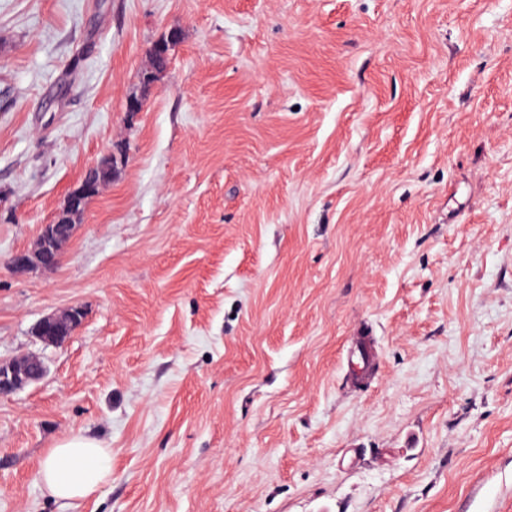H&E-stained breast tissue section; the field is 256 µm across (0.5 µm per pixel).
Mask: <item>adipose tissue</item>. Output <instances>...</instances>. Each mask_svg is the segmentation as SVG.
Returning <instances> with one entry per match:
<instances>
[{
	"label": "adipose tissue",
	"instance_id": "adipose-tissue-1",
	"mask_svg": "<svg viewBox=\"0 0 512 512\" xmlns=\"http://www.w3.org/2000/svg\"><path fill=\"white\" fill-rule=\"evenodd\" d=\"M112 475V456L95 437L59 441L41 468L40 480L54 498L79 502L92 497Z\"/></svg>",
	"mask_w": 512,
	"mask_h": 512
}]
</instances>
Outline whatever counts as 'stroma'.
I'll return each instance as SVG.
<instances>
[{"mask_svg":"<svg viewBox=\"0 0 512 512\" xmlns=\"http://www.w3.org/2000/svg\"><path fill=\"white\" fill-rule=\"evenodd\" d=\"M109 153L59 265L16 270ZM29 354L0 512H512V0H0V360ZM76 434L112 478L69 504L39 471ZM149 58L150 70L143 73L140 78V98L143 103L149 94L152 84L166 70L168 64V57L157 48H150ZM82 320L83 313L79 307H72L61 314L48 315L35 324V336L44 344L62 345L73 336Z\"/></svg>","mask_w":512,"mask_h":512,"instance_id":"35a3bbf8","label":"stroma"}]
</instances>
